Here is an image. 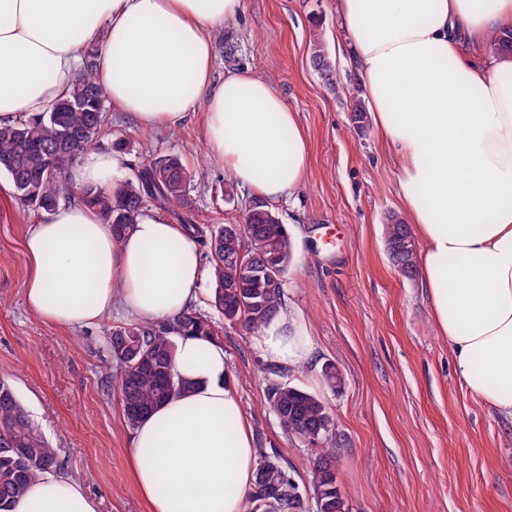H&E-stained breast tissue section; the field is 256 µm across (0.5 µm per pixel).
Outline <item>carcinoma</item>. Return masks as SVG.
<instances>
[{
	"label": "carcinoma",
	"mask_w": 512,
	"mask_h": 512,
	"mask_svg": "<svg viewBox=\"0 0 512 512\" xmlns=\"http://www.w3.org/2000/svg\"><path fill=\"white\" fill-rule=\"evenodd\" d=\"M312 63L321 79L336 84V69L321 35L313 34ZM94 55L84 58L69 95L35 117L0 126V170L12 182L16 197L49 212L65 197L63 175L103 132L106 91L95 77ZM80 200L97 209L115 235L137 223L151 204L176 210L189 206L187 169L179 158H148L133 178L107 189L86 187ZM392 265L407 278L417 273L416 244L407 220L391 216L385 224ZM211 255L213 306L224 323L257 336L283 304L285 274L292 253L288 230L267 205L253 201L240 224H215L204 239ZM268 269L277 277L248 278L245 269ZM219 339L206 315L193 309L174 321L145 326L118 325L107 337L115 364L112 390L121 401L130 427L189 385L174 369L175 338ZM267 400L283 430L317 447L311 468L315 512H349L336 482V462L345 444L336 437L325 404L307 390L273 381ZM57 452L33 423L12 387L0 381V512H15L30 484L41 474L60 469ZM248 512H308L307 500L277 450L260 451Z\"/></svg>",
	"instance_id": "carcinoma-1"
}]
</instances>
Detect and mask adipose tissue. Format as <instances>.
I'll use <instances>...</instances> for the list:
<instances>
[{
  "label": "adipose tissue",
  "instance_id": "1",
  "mask_svg": "<svg viewBox=\"0 0 512 512\" xmlns=\"http://www.w3.org/2000/svg\"><path fill=\"white\" fill-rule=\"evenodd\" d=\"M245 0H0V125L45 112L72 87L85 52L113 105L144 128L205 113L210 157L258 196L294 194L309 168L305 133L261 75L213 77L212 34ZM340 54L367 90L374 126L398 169L401 208L422 243L417 262L438 336L465 387L512 415V0H336ZM119 156L90 150L78 186L107 188ZM29 311L63 328L120 308L152 325L194 308L202 256L185 226L144 214L115 236L96 209L59 202L25 242ZM257 346L285 370L309 365L313 338L280 307ZM190 389L141 420L129 467L149 512H247L257 449L224 347L177 339ZM17 512H97L81 481L38 478Z\"/></svg>",
  "mask_w": 512,
  "mask_h": 512
}]
</instances>
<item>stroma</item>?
Wrapping results in <instances>:
<instances>
[{
	"label": "stroma",
	"mask_w": 512,
	"mask_h": 512,
	"mask_svg": "<svg viewBox=\"0 0 512 512\" xmlns=\"http://www.w3.org/2000/svg\"><path fill=\"white\" fill-rule=\"evenodd\" d=\"M336 68L329 86L312 65L314 27ZM214 78L249 69L270 80L305 130L311 156L303 185L271 205L290 235L285 299L309 328L314 361L273 372L254 337L225 326L204 277L198 311L221 326L229 372L259 449H277L303 496H311L316 449L288 437L266 400L277 380L315 393L326 405L346 452L336 480L350 512H512V416L471 394L437 336L420 278L395 271L385 224L401 212L397 172L375 128L358 132L353 98L366 93L336 54V0H246L244 12L215 31ZM236 45L225 61V44ZM99 147L121 139L122 174L148 157L177 156L190 180L191 206L169 213L200 229L242 222L255 195L212 158L201 155L203 114L176 127L142 129L106 106ZM42 213L14 196L0 173V380L8 382L56 448L62 472L83 482L98 512H148L128 466L132 430L108 387L106 337L129 323L116 310L98 324L66 329L26 307L32 264L24 241ZM331 362L344 383L330 390Z\"/></svg>",
	"instance_id": "35a3bbf8"
}]
</instances>
